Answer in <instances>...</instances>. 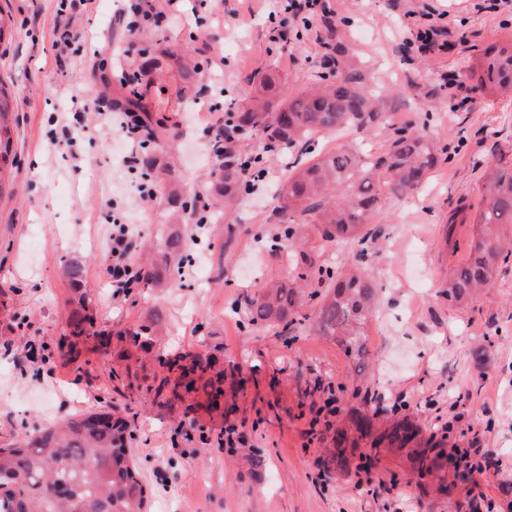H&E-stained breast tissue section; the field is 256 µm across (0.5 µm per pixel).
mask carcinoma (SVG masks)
<instances>
[{"mask_svg":"<svg viewBox=\"0 0 512 512\" xmlns=\"http://www.w3.org/2000/svg\"><path fill=\"white\" fill-rule=\"evenodd\" d=\"M330 67L322 82L286 103L273 105L278 77L261 79L262 94L229 113L224 137L212 143L215 165L209 188L183 194L171 182L162 187L166 202L186 213L202 207L215 219L212 200L224 199L229 214L245 191L239 164L241 141H256L266 151H293L306 159L287 172L279 203L273 210L278 228L271 250L285 262V276L274 275L244 299L248 325L279 328L289 334L312 320L324 336H337L345 351L362 356L364 327L371 316L377 290L355 263L331 264L308 245L311 238L325 244L363 246L367 230L383 196L405 198L417 191L439 161L436 144L420 132L397 127L389 112L390 93L374 74L356 63L346 46L326 42ZM463 83L474 82L493 95L512 96V40L492 43L459 72ZM11 92L0 82V189L18 167L12 150L9 124ZM389 127L387 149L373 153L360 143L323 153L315 148L320 134L349 129ZM147 141L140 157L142 173L153 178L160 168L163 137L144 124ZM461 206L451 216L445 238L455 223L478 225L464 261L451 269L442 294L451 305L474 303L492 288L503 265L512 264V161L499 160L482 174L480 200L475 212ZM161 259L150 265L134 262L142 271L138 285L174 278L191 262L177 235L160 244ZM90 300L83 299L69 316V336L104 337L97 326ZM351 431L367 439L370 449L407 450L413 471L422 478L448 460L451 428L440 435L420 437V429L403 418L380 427L375 414L358 410ZM132 438L128 421L110 411L69 418L40 435L18 437L0 447V480L13 485V495L0 500V512H143L147 487L139 471H130Z\"/></svg>","mask_w":512,"mask_h":512,"instance_id":"cac0c4a2","label":"carcinoma"}]
</instances>
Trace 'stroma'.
<instances>
[{
    "label": "stroma",
    "instance_id": "35a3bbf8",
    "mask_svg": "<svg viewBox=\"0 0 512 512\" xmlns=\"http://www.w3.org/2000/svg\"><path fill=\"white\" fill-rule=\"evenodd\" d=\"M153 12L178 10L125 43L113 16L123 0H85L67 14L60 0H0L15 25L0 37V79L12 87L20 166L0 192V446L20 432L110 407L133 428L131 453L149 489L147 512H512V266L474 308L442 295L450 269L462 262L475 231L444 232L459 203L476 205L488 162L512 153V100L464 87L474 102L455 108L443 83L487 44L512 37V14L489 12L479 0H324L336 37L373 68L398 96V125L425 129L448 154L422 189L404 200L382 199L362 265L377 286L379 307L363 338L369 354L364 385L379 393L378 421L391 411L414 419L423 434L453 425L461 448L490 451L484 472L452 465L413 479L404 452L381 449L372 478L359 476V455L336 462V429L361 407L339 392L356 362L331 336L310 327L288 336L246 326L244 294L276 272L267 246L277 193L296 153L269 151L267 176L234 204L235 237L224 227L203 232L179 223L163 198L147 199L140 174L117 165L120 134L102 124V100L121 97L122 73L142 72L147 56L163 59L141 85V113L161 122L170 164L164 180L194 191L214 165L208 153L212 111L240 108L256 94V74L280 78L277 98L296 96L324 71L327 31L287 26L272 41L267 22L276 0H146ZM442 15L449 50H406L422 13ZM80 34V52L63 50V30ZM223 61L208 64L203 43ZM197 62L189 96L179 63ZM78 103L88 127L74 147H53L50 115ZM121 207L137 243L180 233L192 261L180 281L123 293L113 288L112 209ZM67 261L85 270L80 285L62 274ZM94 305L108 346L83 339L78 364L59 348L69 313L82 296ZM162 335L135 345L129 330L154 322ZM496 342L482 357L484 337ZM197 353L223 373L224 394L210 404L187 390L166 360ZM169 384L163 396L155 387ZM339 410L316 423L328 398ZM237 442L218 446L220 429Z\"/></svg>",
    "mask_w": 512,
    "mask_h": 512
}]
</instances>
